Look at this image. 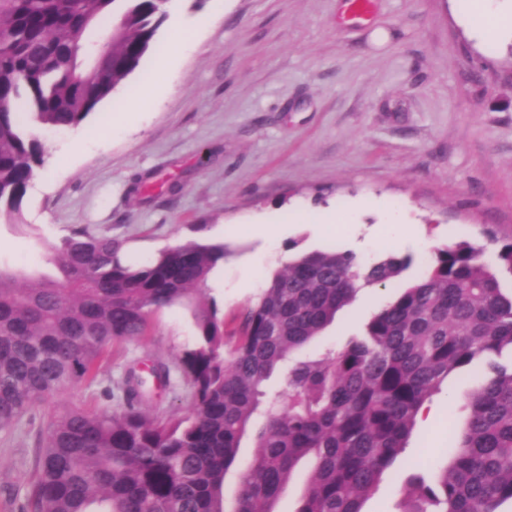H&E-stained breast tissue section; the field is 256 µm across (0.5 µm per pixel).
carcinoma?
<instances>
[{
    "label": "carcinoma",
    "instance_id": "cac0c4a2",
    "mask_svg": "<svg viewBox=\"0 0 512 512\" xmlns=\"http://www.w3.org/2000/svg\"><path fill=\"white\" fill-rule=\"evenodd\" d=\"M169 0H0V218L10 222L45 149L32 128H75L139 65ZM121 19L102 68L85 77L84 41ZM494 263L468 241L436 249L431 268L338 351H302L357 292L402 275L412 258L363 266L351 251L295 255L243 313L226 346L224 317L204 301L222 243L189 240L149 261L123 242L74 229L48 245L56 274L0 267V431L67 385L100 384L112 343L146 335L158 311L188 304L198 330L178 359L191 388L184 415L154 413L148 380L170 368L130 365L125 408L52 415L38 437L29 512H274L299 465L312 463L296 512H362L405 448L424 402L448 375L487 359L458 451L428 484L412 476L404 512H501L512 504V233ZM283 387L268 388L277 369ZM265 424L232 508L224 480L253 417Z\"/></svg>",
    "mask_w": 512,
    "mask_h": 512
}]
</instances>
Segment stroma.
<instances>
[{
	"label": "stroma",
	"mask_w": 512,
	"mask_h": 512,
	"mask_svg": "<svg viewBox=\"0 0 512 512\" xmlns=\"http://www.w3.org/2000/svg\"><path fill=\"white\" fill-rule=\"evenodd\" d=\"M190 27L165 60L161 24L138 67L78 127L38 129L46 162L0 223V265L45 272L46 244L84 228L123 242L143 263L189 240L229 256L208 295L233 332L269 277L299 253L336 248L365 265L412 264L360 289L308 347L341 349L400 286L422 276L437 246L512 230V25L487 38L452 0H374L368 20L347 0H169ZM153 82V102L133 111ZM197 329L190 311L157 313L146 336L114 344L100 379L134 361H177ZM485 370L449 375L405 450L363 504L402 512L412 475L433 482L456 453L468 397ZM116 411L99 386H67L0 431V512H22L35 442L50 411Z\"/></svg>",
	"instance_id": "stroma-1"
}]
</instances>
